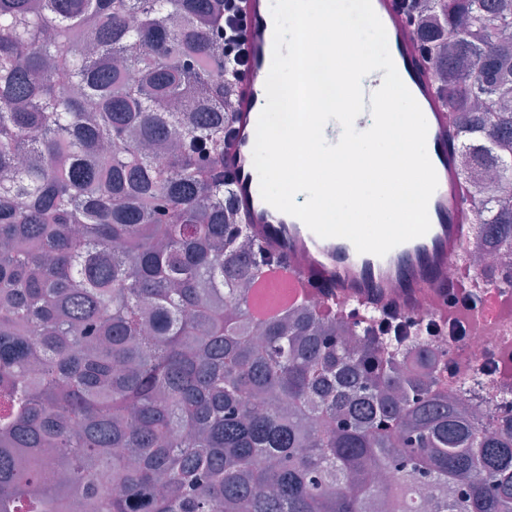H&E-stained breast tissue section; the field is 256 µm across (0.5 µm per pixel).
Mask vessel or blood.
<instances>
[{
    "mask_svg": "<svg viewBox=\"0 0 512 512\" xmlns=\"http://www.w3.org/2000/svg\"><path fill=\"white\" fill-rule=\"evenodd\" d=\"M372 4L385 26L396 68L428 123L427 153L438 176V187L428 204L429 232L382 257L361 254L347 239L320 238L302 221L262 199L252 152L272 61L271 0L239 3L246 18L243 39L249 62L245 77L234 84L230 95L234 122L224 149V166L233 176L236 222L248 225L266 250L287 256L282 272L289 288L303 290L329 284L346 301L378 299L404 313L417 293L441 287L456 276L466 230L475 214L458 166L459 135L451 122L448 102L423 62L413 12L407 0H372Z\"/></svg>",
    "mask_w": 512,
    "mask_h": 512,
    "instance_id": "obj_1",
    "label": "vessel or blood"
}]
</instances>
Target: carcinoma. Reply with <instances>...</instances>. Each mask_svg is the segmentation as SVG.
I'll return each instance as SVG.
<instances>
[{
  "instance_id": "1",
  "label": "carcinoma",
  "mask_w": 512,
  "mask_h": 512,
  "mask_svg": "<svg viewBox=\"0 0 512 512\" xmlns=\"http://www.w3.org/2000/svg\"><path fill=\"white\" fill-rule=\"evenodd\" d=\"M418 38L512 297V0H426ZM224 0H0V512H512V340L302 291L225 202ZM409 320L404 336L381 322ZM382 474L396 476L381 484ZM496 315L502 322V327L496 332H490L486 327L474 329L471 324L468 327L467 349L473 357H483L490 353L499 343L495 336L512 335V310L497 311Z\"/></svg>"
}]
</instances>
